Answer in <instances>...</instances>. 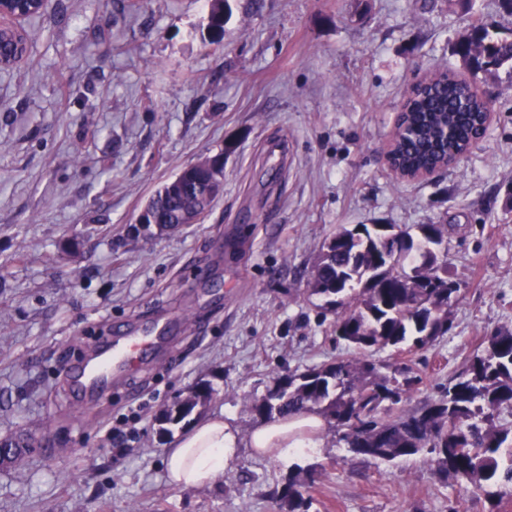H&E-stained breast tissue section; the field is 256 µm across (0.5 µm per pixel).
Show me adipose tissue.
I'll return each mask as SVG.
<instances>
[{
	"label": "adipose tissue",
	"mask_w": 512,
	"mask_h": 512,
	"mask_svg": "<svg viewBox=\"0 0 512 512\" xmlns=\"http://www.w3.org/2000/svg\"><path fill=\"white\" fill-rule=\"evenodd\" d=\"M306 428L308 438L296 437V430ZM323 419L315 414L253 428L250 445L257 451L282 457L302 448L321 445ZM239 446L234 430L223 415H213L194 423L169 449L166 472L171 486L186 489L213 485L224 477V469Z\"/></svg>",
	"instance_id": "1"
}]
</instances>
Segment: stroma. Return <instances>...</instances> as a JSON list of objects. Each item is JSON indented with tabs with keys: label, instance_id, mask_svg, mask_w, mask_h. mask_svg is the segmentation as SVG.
<instances>
[{
	"label": "stroma",
	"instance_id": "35a3bbf8",
	"mask_svg": "<svg viewBox=\"0 0 512 512\" xmlns=\"http://www.w3.org/2000/svg\"><path fill=\"white\" fill-rule=\"evenodd\" d=\"M210 41L207 0H52L0 72V437L39 428L43 452L0 470V512H277L289 465L249 444L275 374L336 356L307 280L340 227L444 224L460 283L453 328L424 356L425 394L486 333L512 328V68L472 71L474 22L512 36L498 0H231ZM448 71L493 104L484 138L408 179L384 154L408 89ZM224 190L197 223L129 227L183 166L222 151ZM80 238L60 261L65 236ZM165 328L151 355L79 406L67 373L117 331ZM240 446L220 482L177 489L154 418L200 383ZM123 431L122 442L110 440ZM311 512H448L464 498L420 457L353 456L332 431L299 455Z\"/></svg>",
	"mask_w": 512,
	"mask_h": 512
}]
</instances>
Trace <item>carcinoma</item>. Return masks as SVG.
Masks as SVG:
<instances>
[{"label": "carcinoma", "instance_id": "carcinoma-1", "mask_svg": "<svg viewBox=\"0 0 512 512\" xmlns=\"http://www.w3.org/2000/svg\"><path fill=\"white\" fill-rule=\"evenodd\" d=\"M208 34L224 36L231 16L229 0H209ZM457 53L476 71L512 68V39H490L472 27ZM488 101L471 81L448 79L443 71L419 87L398 117L393 163L403 173L428 171L468 153L483 138ZM213 172L185 165L176 175L175 192L162 185L149 199L154 233L163 234L186 222V215L210 206ZM417 233L393 224L339 228L321 246L308 278V291L324 298V313L334 315L336 344L355 352L303 372L276 374L267 393L250 405L265 422L303 414L324 418L349 452L375 462L422 456L440 480L464 485L470 498L449 506L468 512L478 503L498 507L512 493V424L495 422L497 410L512 406V329L485 337L484 349L465 369L448 379L442 395L418 408H402L425 386L421 360L401 354L425 350L453 328L449 309L459 282L437 263L433 247L448 233L445 224H419ZM393 349L399 357L381 363L372 353ZM192 391L178 402L162 432L188 426L212 396L211 387ZM27 430L0 438V467L16 468L27 448L39 441ZM312 468L294 466L275 491L283 512H311Z\"/></svg>", "mask_w": 512, "mask_h": 512}]
</instances>
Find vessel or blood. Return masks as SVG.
Here are the masks:
<instances>
[{"label":"vessel or blood","instance_id":"1","mask_svg":"<svg viewBox=\"0 0 512 512\" xmlns=\"http://www.w3.org/2000/svg\"><path fill=\"white\" fill-rule=\"evenodd\" d=\"M153 339L150 336L116 335L108 354L100 361L77 367L72 372V384L77 400H85L105 384L109 375L129 371L141 354L147 353Z\"/></svg>","mask_w":512,"mask_h":512}]
</instances>
